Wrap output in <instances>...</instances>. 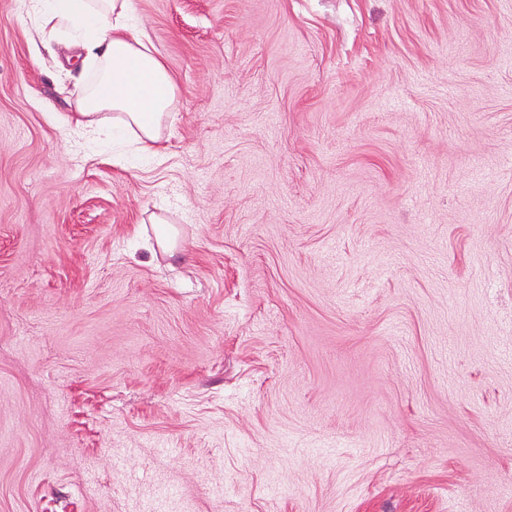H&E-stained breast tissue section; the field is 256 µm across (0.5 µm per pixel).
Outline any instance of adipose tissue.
Segmentation results:
<instances>
[{"mask_svg":"<svg viewBox=\"0 0 512 512\" xmlns=\"http://www.w3.org/2000/svg\"><path fill=\"white\" fill-rule=\"evenodd\" d=\"M41 35L61 33L88 53L95 75L67 119L90 138L120 130L141 153L156 156L176 97L164 63L145 43L131 0H20Z\"/></svg>","mask_w":512,"mask_h":512,"instance_id":"1","label":"adipose tissue"}]
</instances>
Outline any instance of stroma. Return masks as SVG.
Returning a JSON list of instances; mask_svg holds the SVG:
<instances>
[{
    "label": "stroma",
    "mask_w": 512,
    "mask_h": 512,
    "mask_svg": "<svg viewBox=\"0 0 512 512\" xmlns=\"http://www.w3.org/2000/svg\"><path fill=\"white\" fill-rule=\"evenodd\" d=\"M133 8L123 162L0 0V512H512V0Z\"/></svg>",
    "instance_id": "stroma-1"
}]
</instances>
